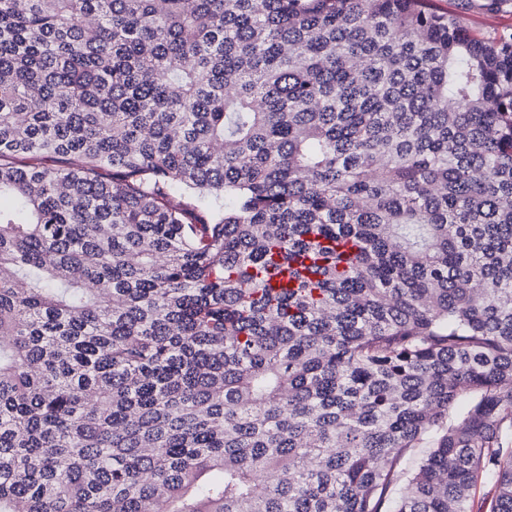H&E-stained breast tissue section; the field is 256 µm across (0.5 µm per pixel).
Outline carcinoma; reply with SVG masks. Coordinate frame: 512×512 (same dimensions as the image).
Returning <instances> with one entry per match:
<instances>
[{"label": "carcinoma", "instance_id": "obj_1", "mask_svg": "<svg viewBox=\"0 0 512 512\" xmlns=\"http://www.w3.org/2000/svg\"><path fill=\"white\" fill-rule=\"evenodd\" d=\"M483 475L512 512V32L0 0V512H474Z\"/></svg>", "mask_w": 512, "mask_h": 512}]
</instances>
